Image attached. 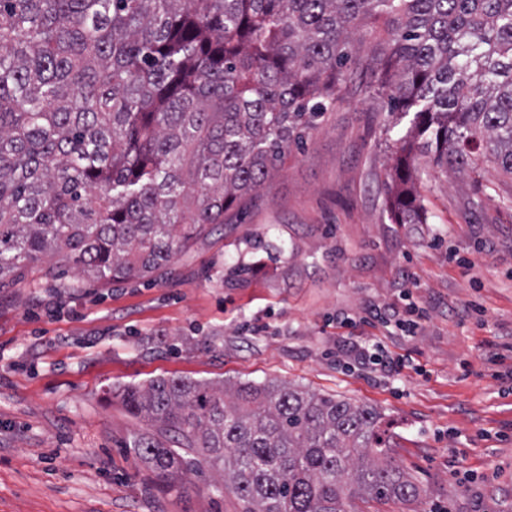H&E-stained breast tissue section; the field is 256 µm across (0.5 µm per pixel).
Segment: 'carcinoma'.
Instances as JSON below:
<instances>
[{
  "label": "carcinoma",
  "instance_id": "carcinoma-1",
  "mask_svg": "<svg viewBox=\"0 0 512 512\" xmlns=\"http://www.w3.org/2000/svg\"><path fill=\"white\" fill-rule=\"evenodd\" d=\"M378 22L383 49L364 54ZM356 75L396 116L393 223H427L422 157L512 176V0H0V285L28 268L54 280L61 263L104 284L168 266L304 147ZM121 398L169 436L132 440L157 478L205 465L245 512L419 496L373 407L165 377Z\"/></svg>",
  "mask_w": 512,
  "mask_h": 512
}]
</instances>
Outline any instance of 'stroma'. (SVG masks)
Returning a JSON list of instances; mask_svg holds the SVG:
<instances>
[{
  "label": "stroma",
  "instance_id": "stroma-1",
  "mask_svg": "<svg viewBox=\"0 0 512 512\" xmlns=\"http://www.w3.org/2000/svg\"><path fill=\"white\" fill-rule=\"evenodd\" d=\"M384 101L354 81L257 197L152 281L0 288V512H243L219 474L163 486L119 397L156 377L277 381L376 408L417 501L356 512H512V178L424 177V224L392 223ZM247 267L237 276V267ZM414 302L415 335L372 320ZM476 305L480 314L462 311ZM407 357L369 372L357 346Z\"/></svg>",
  "mask_w": 512,
  "mask_h": 512
}]
</instances>
